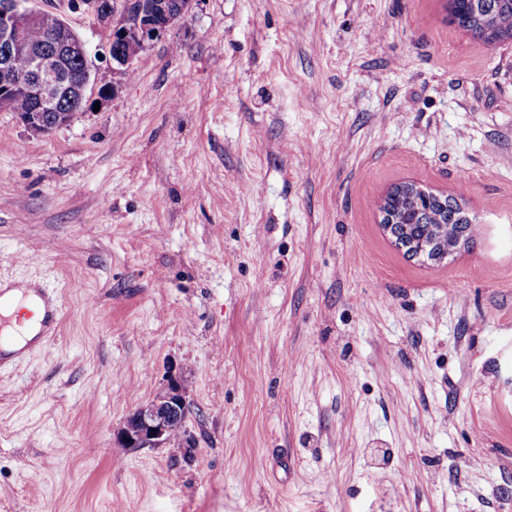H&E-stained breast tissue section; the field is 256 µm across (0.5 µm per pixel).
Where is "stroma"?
<instances>
[{
    "label": "stroma",
    "instance_id": "1",
    "mask_svg": "<svg viewBox=\"0 0 512 512\" xmlns=\"http://www.w3.org/2000/svg\"><path fill=\"white\" fill-rule=\"evenodd\" d=\"M446 3L194 0L127 76L29 0L90 80L50 134L0 111V286L63 303L0 366V512H512V41ZM400 182L470 243L406 257ZM172 377L195 447H116ZM405 186H394L380 206L384 231L392 237L394 224V241L405 254L412 257L409 248L430 251L440 239L448 243V238H468L469 213L455 197L439 195L417 200L401 192Z\"/></svg>",
    "mask_w": 512,
    "mask_h": 512
}]
</instances>
